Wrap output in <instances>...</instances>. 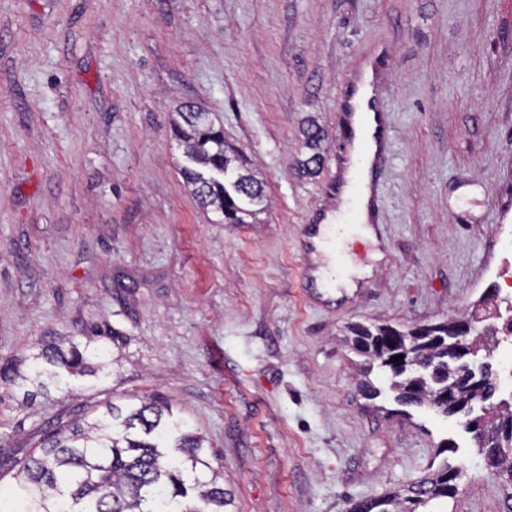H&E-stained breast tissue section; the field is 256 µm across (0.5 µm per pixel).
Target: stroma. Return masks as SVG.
<instances>
[{"label": "stroma", "instance_id": "stroma-1", "mask_svg": "<svg viewBox=\"0 0 512 512\" xmlns=\"http://www.w3.org/2000/svg\"><path fill=\"white\" fill-rule=\"evenodd\" d=\"M373 52L390 115L377 245L337 250L354 291L308 296L304 245L338 204L339 102ZM189 102L263 174L269 208L224 224L184 186L171 117ZM326 135L299 177L302 125ZM512 230V0H0V365L53 336L110 339L104 384L22 403L0 443L60 409L162 397L206 439L232 512H348L449 467L430 512H512L462 415L364 395L353 323L403 329L506 311ZM380 250L379 261L369 258Z\"/></svg>", "mask_w": 512, "mask_h": 512}]
</instances>
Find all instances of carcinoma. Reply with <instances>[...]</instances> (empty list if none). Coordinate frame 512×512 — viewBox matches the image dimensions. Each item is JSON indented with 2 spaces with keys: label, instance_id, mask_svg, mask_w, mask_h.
I'll return each instance as SVG.
<instances>
[{
  "label": "carcinoma",
  "instance_id": "1",
  "mask_svg": "<svg viewBox=\"0 0 512 512\" xmlns=\"http://www.w3.org/2000/svg\"><path fill=\"white\" fill-rule=\"evenodd\" d=\"M190 165L182 168L196 204L215 212L226 224H252L264 209L263 181L248 167L241 151L224 142V131L207 112L191 104L174 119ZM309 154L300 170L314 174L321 166L324 132L314 121L303 128ZM224 171V180L209 176ZM463 320L417 326L407 331L389 325L351 327L353 345L366 356L367 369L379 366L391 377L397 400L430 405L446 416L460 406L494 397L497 382L480 369L476 380L452 400L438 402L440 392L456 386L453 372L427 377L413 364L428 366L448 353V342L461 334ZM402 352L400 361L393 359ZM109 348L95 336L83 345L61 336L29 358L26 373L17 364L0 368V380L21 379L33 400L64 390L69 381L111 375ZM165 406L154 398L122 409L111 403L92 416L41 430L39 446L0 453V474H13L11 500L21 512H224L230 494L218 482L202 437L181 421L164 418ZM483 457L512 442V402L502 401L466 424ZM456 476L444 467L406 489L364 500L350 512H419L431 502L457 495Z\"/></svg>",
  "mask_w": 512,
  "mask_h": 512
}]
</instances>
